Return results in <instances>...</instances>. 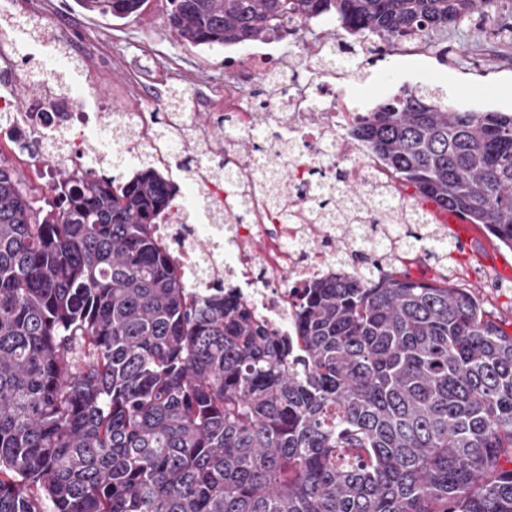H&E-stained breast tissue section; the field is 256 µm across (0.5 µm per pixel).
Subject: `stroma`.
<instances>
[{
	"label": "stroma",
	"instance_id": "stroma-1",
	"mask_svg": "<svg viewBox=\"0 0 512 512\" xmlns=\"http://www.w3.org/2000/svg\"><path fill=\"white\" fill-rule=\"evenodd\" d=\"M168 11V0H148L140 17L117 20L86 11L76 0H40L35 9L27 0H0V47L12 53L9 62H0V95L22 99L29 109L47 96L75 92L81 109L95 117V130L85 138L92 155L106 150L96 136L97 129L109 128L112 122L109 113L99 109L104 99L133 110L167 111L171 91H180L185 96L183 109L194 113L198 130L218 138L220 131L205 106L210 95L223 92L228 76L224 59L237 49L183 46L167 24ZM485 34L480 24L449 29L438 44L454 48L453 67L433 60L425 74L394 59L390 79L369 69L366 82L356 91L375 104L400 88L426 84L438 88L446 105L512 112V70L470 73V55ZM479 85L487 86V93H476ZM395 268L427 280L445 277L454 287L474 290L512 334V251L495 247L483 231H476L445 262L418 251L404 256Z\"/></svg>",
	"mask_w": 512,
	"mask_h": 512
}]
</instances>
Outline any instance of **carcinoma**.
<instances>
[{
    "mask_svg": "<svg viewBox=\"0 0 512 512\" xmlns=\"http://www.w3.org/2000/svg\"><path fill=\"white\" fill-rule=\"evenodd\" d=\"M138 17L146 0H78ZM493 0H169L188 47L434 41ZM347 140L512 250V112L402 88ZM176 184L0 154V512H512V335L476 292L370 268L309 283L296 336L194 290L154 224Z\"/></svg>",
    "mask_w": 512,
    "mask_h": 512,
    "instance_id": "cac0c4a2",
    "label": "carcinoma"
}]
</instances>
